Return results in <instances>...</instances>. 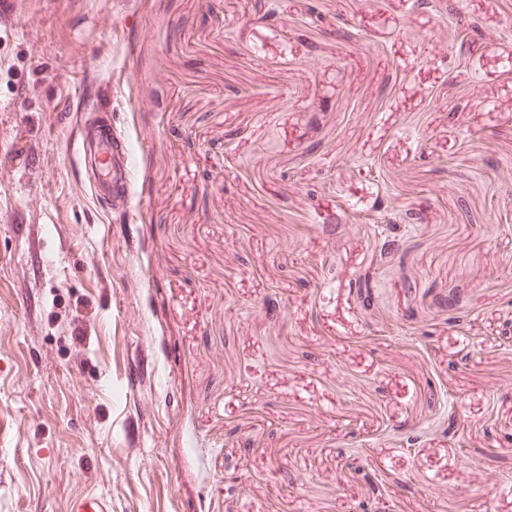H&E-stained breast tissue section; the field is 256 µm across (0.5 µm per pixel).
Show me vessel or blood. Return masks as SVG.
<instances>
[{
  "label": "vessel or blood",
  "instance_id": "1",
  "mask_svg": "<svg viewBox=\"0 0 512 512\" xmlns=\"http://www.w3.org/2000/svg\"><path fill=\"white\" fill-rule=\"evenodd\" d=\"M109 110L106 104L97 107L73 143L74 153L97 170L93 189L99 204L106 208L115 203L130 202L132 197L129 154L120 150L116 142L117 132L105 118ZM70 512H112V503L105 496L89 494L74 499Z\"/></svg>",
  "mask_w": 512,
  "mask_h": 512
}]
</instances>
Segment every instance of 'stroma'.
Instances as JSON below:
<instances>
[{"label":"stroma","instance_id":"stroma-1","mask_svg":"<svg viewBox=\"0 0 512 512\" xmlns=\"http://www.w3.org/2000/svg\"><path fill=\"white\" fill-rule=\"evenodd\" d=\"M413 3L0 13V512H512V0ZM106 112H112V107L104 102L90 114L84 132L73 142V152L100 172L93 182L94 193L100 205L112 209V204L131 201L132 177L130 152H120L112 121L104 119ZM70 512H112V503L103 495L88 494L74 499Z\"/></svg>","mask_w":512,"mask_h":512}]
</instances>
